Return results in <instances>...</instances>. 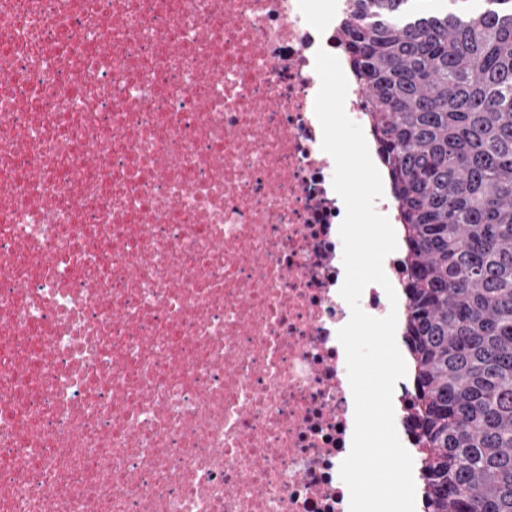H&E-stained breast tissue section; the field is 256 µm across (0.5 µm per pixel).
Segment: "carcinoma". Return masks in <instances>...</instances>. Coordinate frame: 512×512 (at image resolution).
Listing matches in <instances>:
<instances>
[{
	"label": "carcinoma",
	"mask_w": 512,
	"mask_h": 512,
	"mask_svg": "<svg viewBox=\"0 0 512 512\" xmlns=\"http://www.w3.org/2000/svg\"><path fill=\"white\" fill-rule=\"evenodd\" d=\"M340 27L405 230L424 512H512V0Z\"/></svg>",
	"instance_id": "obj_1"
}]
</instances>
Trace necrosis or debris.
<instances>
[{"instance_id": "1", "label": "necrosis or debris", "mask_w": 512, "mask_h": 512, "mask_svg": "<svg viewBox=\"0 0 512 512\" xmlns=\"http://www.w3.org/2000/svg\"><path fill=\"white\" fill-rule=\"evenodd\" d=\"M311 2L0 0V512H350Z\"/></svg>"}]
</instances>
